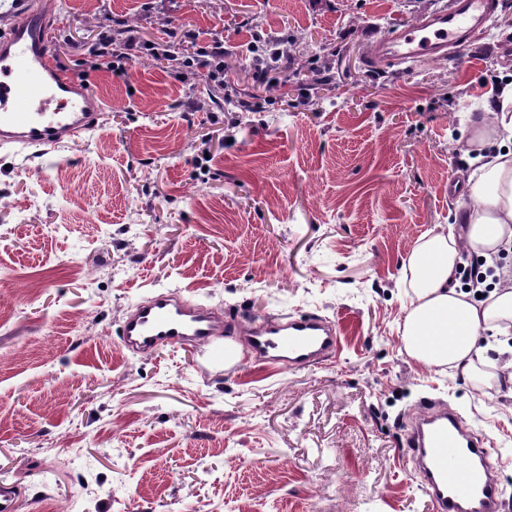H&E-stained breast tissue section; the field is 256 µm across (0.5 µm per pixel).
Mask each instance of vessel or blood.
<instances>
[{
    "label": "vessel or blood",
    "instance_id": "1",
    "mask_svg": "<svg viewBox=\"0 0 512 512\" xmlns=\"http://www.w3.org/2000/svg\"><path fill=\"white\" fill-rule=\"evenodd\" d=\"M19 25L0 41V142L49 149L96 127L94 99L50 62L45 21L36 0H13ZM494 0H452L448 9L421 18L404 31L383 34L376 54L393 60L432 58L467 46L481 31ZM244 337L264 364L296 369L333 359L339 350L335 324L319 315L286 321L219 322L212 309L160 293L125 319L128 349L149 353L162 346H192L210 364L224 362L215 337ZM490 435L474 433L451 407L425 408L406 435L403 459L429 497L433 512H501L502 490L494 479Z\"/></svg>",
    "mask_w": 512,
    "mask_h": 512
}]
</instances>
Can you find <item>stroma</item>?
Returning a JSON list of instances; mask_svg holds the SVG:
<instances>
[{"label":"stroma","mask_w":512,"mask_h":512,"mask_svg":"<svg viewBox=\"0 0 512 512\" xmlns=\"http://www.w3.org/2000/svg\"><path fill=\"white\" fill-rule=\"evenodd\" d=\"M463 54L376 60L384 33L449 0H39L76 77L108 22L193 54L224 41L233 94L143 53L89 74L94 131L0 146V484L15 512H433L403 463L430 398L492 434L512 512V391L417 365L402 268L453 224L469 113L512 73V0ZM280 41L291 63L268 69ZM339 50L329 84L316 70ZM160 291L224 316L315 313L323 364L127 349Z\"/></svg>","instance_id":"stroma-1"}]
</instances>
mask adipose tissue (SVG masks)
Returning <instances> with one entry per match:
<instances>
[{
	"label": "adipose tissue",
	"mask_w": 512,
	"mask_h": 512,
	"mask_svg": "<svg viewBox=\"0 0 512 512\" xmlns=\"http://www.w3.org/2000/svg\"><path fill=\"white\" fill-rule=\"evenodd\" d=\"M471 141L485 148L481 164L468 178L471 203L455 214L461 231L423 235L403 272L410 303L401 327L408 357L426 367H446L488 383L483 372L482 335L498 340V353L512 369V267L498 265L512 255V82L504 85L491 112L470 126ZM484 260L490 286L483 300L461 290L456 273L462 250Z\"/></svg>",
	"instance_id": "ef3b65f1"
}]
</instances>
